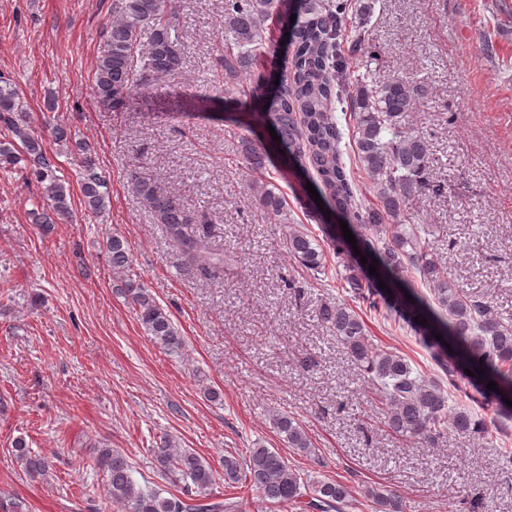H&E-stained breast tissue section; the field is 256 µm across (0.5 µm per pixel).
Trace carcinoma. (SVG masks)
I'll list each match as a JSON object with an SVG mask.
<instances>
[{
	"label": "carcinoma",
	"instance_id": "carcinoma-1",
	"mask_svg": "<svg viewBox=\"0 0 512 512\" xmlns=\"http://www.w3.org/2000/svg\"><path fill=\"white\" fill-rule=\"evenodd\" d=\"M284 0H224V54L218 64L224 69V95H241L238 78L254 73L251 90L245 95L260 125L272 126L279 140L274 150L288 151V159L301 172L314 169L325 192L328 209L352 231L366 264L343 265L338 273L354 298L389 319L396 313L418 334L419 341L439 358L448 386L429 379L414 368L410 359L378 345L368 335L359 312L345 302H324L319 319L377 388L384 424L410 440L433 445L452 431L466 438L494 428L503 442L512 438V323L503 322L492 299L456 287L439 271V252L421 228L410 223L409 199L425 192L440 193L444 185L432 180L429 150L424 136L410 124L423 90L412 76L377 80L367 70L353 66V57L368 44L367 16L372 0H293L294 22H286L290 36L280 67L285 79L272 84L258 70L266 54L263 37L267 20L281 14ZM112 21L94 67V93L101 103L117 111L138 90L176 73L183 64L182 36L167 18L166 0H114ZM359 16L358 25L347 27L348 13ZM146 48L138 50L142 34ZM349 102L354 121L356 162L370 182L376 203L358 201L351 173L346 170L340 148L341 132L335 112ZM0 126L15 140L0 143V164L31 165L32 174L44 185L42 224H55L71 215L65 183L56 175L51 160L27 122V112L11 84L0 85ZM84 203L93 212L106 207L107 182L98 171L95 155L87 145L76 147ZM242 157L247 168L266 167L269 151L242 140ZM127 180L142 197L155 223L161 225L172 247L183 259L182 271L192 278H224V253L209 245L206 213H192L181 200L142 178L138 167L127 170ZM258 204L277 216L286 214L287 197L266 188ZM288 252L312 275L326 274L324 248L312 232L293 227L288 232ZM113 280L135 311L146 335L160 349L176 354L183 346L173 320L140 282L132 269L127 242L116 235L104 244ZM378 260L377 275L365 266ZM419 274L418 283L405 280L403 273ZM386 283L389 290L379 287ZM430 287V294L419 286ZM425 324H420V321ZM442 339H436V336ZM485 372H479V369ZM473 375H468L466 370ZM468 381L469 399L492 409L491 420L475 408L454 402L457 378ZM493 381L497 390L487 388ZM509 398L507 404L503 398ZM273 428L284 435L288 447L311 452L304 427L294 418L272 416ZM153 464L164 480L178 488L136 485L133 464L112 448L98 449L96 465L112 502L126 512H239L240 504L212 493L215 469L200 454L178 448L168 438L151 449ZM15 457L26 473L37 478L47 472L50 461L15 442ZM224 482L246 483L273 505L297 504L301 510L344 512L353 507L347 486L338 481L311 479L291 468L271 448H250L245 455L229 454L222 460ZM382 512H403L396 491L375 486L367 491Z\"/></svg>",
	"mask_w": 512,
	"mask_h": 512
}]
</instances>
